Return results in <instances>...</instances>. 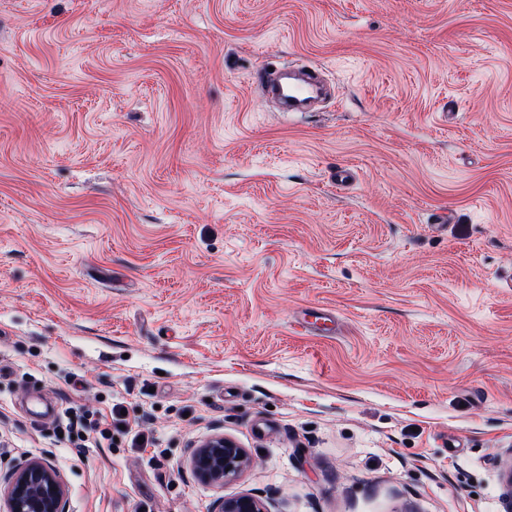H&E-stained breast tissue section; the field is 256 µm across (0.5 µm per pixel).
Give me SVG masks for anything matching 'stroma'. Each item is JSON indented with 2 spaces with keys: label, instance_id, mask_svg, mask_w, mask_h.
<instances>
[{
  "label": "stroma",
  "instance_id": "obj_1",
  "mask_svg": "<svg viewBox=\"0 0 512 512\" xmlns=\"http://www.w3.org/2000/svg\"><path fill=\"white\" fill-rule=\"evenodd\" d=\"M294 63L314 111L258 89ZM30 459L65 512H505L512 0H0V484ZM111 422L106 415L86 409L84 407L69 408L66 412L65 431L69 441L73 442L79 453L85 448H103L107 442L108 447L112 446V421L129 425L126 419L121 418V410L112 407L110 411ZM75 435V438H72ZM249 463L244 448L224 436L205 440L195 450L192 460L196 476L213 486H224L235 480ZM212 512H268L263 502L250 495L222 498Z\"/></svg>",
  "mask_w": 512,
  "mask_h": 512
}]
</instances>
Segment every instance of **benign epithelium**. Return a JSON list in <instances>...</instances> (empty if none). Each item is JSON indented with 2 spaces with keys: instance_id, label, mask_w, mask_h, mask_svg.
<instances>
[{
  "instance_id": "1",
  "label": "benign epithelium",
  "mask_w": 512,
  "mask_h": 512,
  "mask_svg": "<svg viewBox=\"0 0 512 512\" xmlns=\"http://www.w3.org/2000/svg\"><path fill=\"white\" fill-rule=\"evenodd\" d=\"M247 452L224 436L205 440L195 450L192 465L203 482L222 486L235 480L249 465ZM3 494L7 512H64L67 488L59 474L39 460L15 467ZM213 512H267L263 502L250 495L219 500Z\"/></svg>"
}]
</instances>
